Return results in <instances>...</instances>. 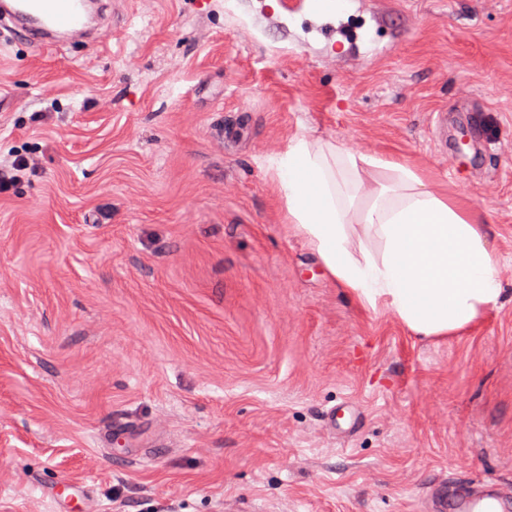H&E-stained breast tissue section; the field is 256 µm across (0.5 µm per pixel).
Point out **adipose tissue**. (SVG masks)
<instances>
[{
	"instance_id": "obj_1",
	"label": "adipose tissue",
	"mask_w": 512,
	"mask_h": 512,
	"mask_svg": "<svg viewBox=\"0 0 512 512\" xmlns=\"http://www.w3.org/2000/svg\"><path fill=\"white\" fill-rule=\"evenodd\" d=\"M267 170L289 224L363 309L433 337L460 335L499 305L485 226L417 170L306 133L288 138Z\"/></svg>"
}]
</instances>
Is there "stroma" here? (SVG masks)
Returning <instances> with one entry per match:
<instances>
[{"label": "stroma", "instance_id": "35a3bbf8", "mask_svg": "<svg viewBox=\"0 0 512 512\" xmlns=\"http://www.w3.org/2000/svg\"><path fill=\"white\" fill-rule=\"evenodd\" d=\"M307 3L107 0L97 44L0 42V156L39 162L0 191V512L61 474L70 512L512 487V0ZM303 131L465 203L507 302L451 337L359 309L267 171Z\"/></svg>", "mask_w": 512, "mask_h": 512}]
</instances>
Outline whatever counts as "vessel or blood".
Masks as SVG:
<instances>
[{"instance_id": "vessel-or-blood-1", "label": "vessel or blood", "mask_w": 512, "mask_h": 512, "mask_svg": "<svg viewBox=\"0 0 512 512\" xmlns=\"http://www.w3.org/2000/svg\"><path fill=\"white\" fill-rule=\"evenodd\" d=\"M0 21L47 50L74 38L96 40L106 24L95 17L91 0H0ZM425 507L427 512H512V488L482 481L452 491L437 483L428 488Z\"/></svg>"}]
</instances>
